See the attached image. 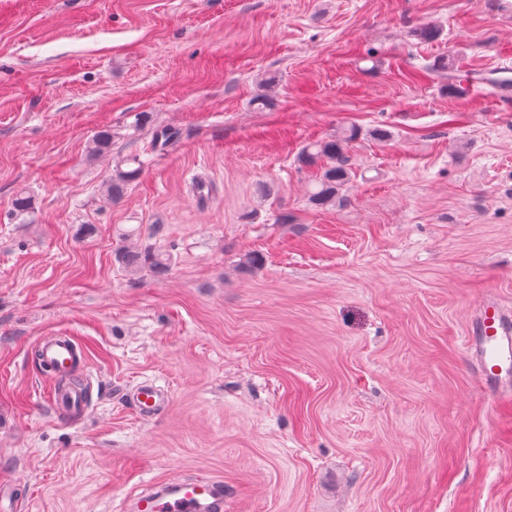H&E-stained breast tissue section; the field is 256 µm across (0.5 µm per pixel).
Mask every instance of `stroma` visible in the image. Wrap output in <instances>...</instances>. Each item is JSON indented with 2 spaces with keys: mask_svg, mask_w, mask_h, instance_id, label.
Segmentation results:
<instances>
[{
  "mask_svg": "<svg viewBox=\"0 0 512 512\" xmlns=\"http://www.w3.org/2000/svg\"><path fill=\"white\" fill-rule=\"evenodd\" d=\"M509 54L512 0H0V479L25 512L200 475L224 512H512V385L464 348L485 299L512 313V101L434 70ZM351 128L316 206L298 155ZM128 234L172 266L124 271ZM60 334L91 387L69 422L35 357ZM142 381L171 395L151 418ZM128 163L136 164V167L122 170L117 167V173L109 184L108 192L112 196V199L120 198L124 194L126 187L136 180L144 170V162L137 156L126 159ZM126 399L142 417H152L170 402V395L151 381L138 384L125 394Z\"/></svg>",
  "mask_w": 512,
  "mask_h": 512,
  "instance_id": "obj_1",
  "label": "stroma"
}]
</instances>
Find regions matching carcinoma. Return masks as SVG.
<instances>
[{
  "mask_svg": "<svg viewBox=\"0 0 512 512\" xmlns=\"http://www.w3.org/2000/svg\"><path fill=\"white\" fill-rule=\"evenodd\" d=\"M358 135L357 130L334 139L317 141L305 146L300 154V160L307 166L315 165L318 161H325L323 170L314 182L310 200L319 206H333L339 196L340 190L350 181L351 168L348 155V145ZM128 162L135 167L127 170L117 169L115 177L109 184L108 192L112 198L117 199L124 194L126 187L136 180L144 170V162L133 156ZM115 260L121 267L130 272L138 273L149 270L153 273H162L170 266V256L158 249L140 250L119 249L115 252Z\"/></svg>",
  "mask_w": 512,
  "mask_h": 512,
  "instance_id": "carcinoma-1",
  "label": "carcinoma"
}]
</instances>
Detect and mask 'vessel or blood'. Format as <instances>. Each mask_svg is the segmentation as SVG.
I'll use <instances>...</instances> for the list:
<instances>
[{"label":"vessel or blood","mask_w":512,"mask_h":512,"mask_svg":"<svg viewBox=\"0 0 512 512\" xmlns=\"http://www.w3.org/2000/svg\"><path fill=\"white\" fill-rule=\"evenodd\" d=\"M484 78L471 82L473 92L491 93L494 97H512V62L505 60L485 68ZM466 348L476 352L481 363V378L495 381L505 361H512V316L498 304L487 303L481 311ZM41 363L57 372L69 371L83 362L84 354L70 337L54 336L38 347ZM126 398L143 417H151L170 402L168 392L155 383L145 381L127 391ZM49 401L58 419L68 421L81 415L87 406L81 387L62 384ZM135 512H224V483L220 480L194 478L150 485L134 494Z\"/></svg>","instance_id":"b4317fda"}]
</instances>
